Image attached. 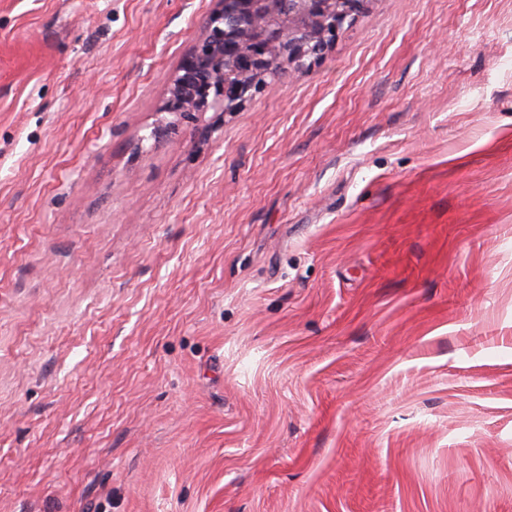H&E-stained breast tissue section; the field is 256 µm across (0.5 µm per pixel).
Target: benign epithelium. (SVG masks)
Segmentation results:
<instances>
[{
	"label": "benign epithelium",
	"instance_id": "7a95c632",
	"mask_svg": "<svg viewBox=\"0 0 512 512\" xmlns=\"http://www.w3.org/2000/svg\"><path fill=\"white\" fill-rule=\"evenodd\" d=\"M205 34L185 55L162 111H237L259 85L303 68L336 42L369 0H214Z\"/></svg>",
	"mask_w": 512,
	"mask_h": 512
}]
</instances>
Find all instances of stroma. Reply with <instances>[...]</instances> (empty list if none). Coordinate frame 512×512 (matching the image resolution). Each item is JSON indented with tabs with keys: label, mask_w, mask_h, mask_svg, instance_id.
I'll return each instance as SVG.
<instances>
[{
	"label": "stroma",
	"mask_w": 512,
	"mask_h": 512,
	"mask_svg": "<svg viewBox=\"0 0 512 512\" xmlns=\"http://www.w3.org/2000/svg\"><path fill=\"white\" fill-rule=\"evenodd\" d=\"M212 7L0 0V512H512V0L163 113Z\"/></svg>",
	"instance_id": "stroma-1"
}]
</instances>
